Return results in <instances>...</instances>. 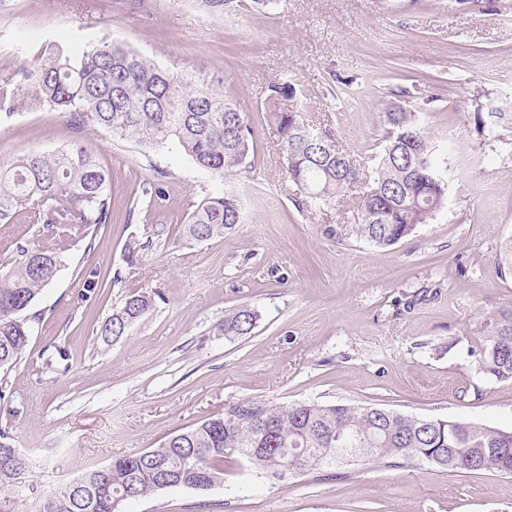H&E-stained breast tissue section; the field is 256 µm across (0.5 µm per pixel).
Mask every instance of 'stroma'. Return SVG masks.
<instances>
[{"label":"stroma","mask_w":512,"mask_h":512,"mask_svg":"<svg viewBox=\"0 0 512 512\" xmlns=\"http://www.w3.org/2000/svg\"><path fill=\"white\" fill-rule=\"evenodd\" d=\"M108 38L172 71L223 79L246 112L254 153L216 177L175 146L142 154L94 127L83 144L110 174L112 220L93 251L78 243L35 305L12 406L0 428L48 493L112 457L157 448L245 398L369 405L512 427V382L478 375L490 318L512 313V0H279L216 16L195 0H0V78L21 81L46 48ZM293 83L310 125L372 168L385 107L400 100L435 146L450 143L442 212L394 246L356 236L354 204L299 207L279 134L263 107ZM72 134L58 112L0 116V165L52 151ZM163 186L151 215L133 208L143 181ZM236 193L242 220L205 242L182 235L188 205ZM103 276L85 297L83 272ZM153 310L117 341L100 323L129 292ZM249 305L247 336L225 314ZM69 370L48 366L56 349ZM122 512H512V477L449 473L425 462L337 465L331 477L278 481L236 469L207 491L168 489ZM258 314L248 306H240L224 316L223 331L227 336H245L252 332Z\"/></svg>","instance_id":"35a3bbf8"}]
</instances>
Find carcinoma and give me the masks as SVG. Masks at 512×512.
I'll list each match as a JSON object with an SVG mask.
<instances>
[{"mask_svg":"<svg viewBox=\"0 0 512 512\" xmlns=\"http://www.w3.org/2000/svg\"><path fill=\"white\" fill-rule=\"evenodd\" d=\"M222 15L238 0H197ZM24 88L0 85V114L18 104L63 114L75 139L69 147L30 152L0 167V224L56 226L58 241L37 248L16 243L0 266V371L12 368L28 345L39 294L61 271L67 239L87 241L90 228L112 219L109 173L80 138L91 126L136 141L146 149L172 143L200 169L220 178L254 152L247 114L224 97L222 81L167 73L141 54L106 39L74 56L39 58L24 70ZM297 90L286 81L268 86L265 112L279 133L290 180L308 203L329 205L358 180L354 231L378 248L408 237L434 219L448 193V148L431 144L427 130L400 102L385 110V142L373 174L365 177L348 156L304 122ZM136 205L154 210L160 190L139 184ZM241 201L232 193L207 196L186 214L183 234L192 241L221 237L241 221ZM153 308L151 295L133 291L99 332L105 341L123 336ZM258 314L240 306L224 316L226 336L252 332ZM478 373L512 382V315L494 318L482 337ZM512 428L416 417L371 406L298 402L277 406L245 399L169 438L88 469L49 493L30 483V461L0 431V512H120L124 500L170 488L207 491L224 483L231 469L245 467L279 480L307 476L338 463L396 464L425 461L449 472L474 465L512 475Z\"/></svg>","mask_w":512,"mask_h":512,"instance_id":"1","label":"carcinoma"}]
</instances>
